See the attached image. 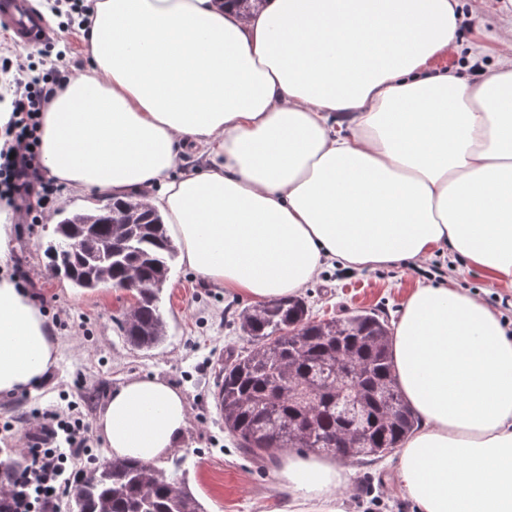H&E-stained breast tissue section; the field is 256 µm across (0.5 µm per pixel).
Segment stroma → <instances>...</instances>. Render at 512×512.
Instances as JSON below:
<instances>
[{"label": "stroma", "mask_w": 512, "mask_h": 512, "mask_svg": "<svg viewBox=\"0 0 512 512\" xmlns=\"http://www.w3.org/2000/svg\"><path fill=\"white\" fill-rule=\"evenodd\" d=\"M456 11L458 51L448 58L449 69L472 77L474 71L467 68L466 60L481 46L486 49L485 65L502 62L506 51L496 45L494 36L504 22L512 21V0H457ZM93 202L92 196L68 192L64 201L54 202L43 223L21 225L17 233L14 269L26 271L34 296L47 300L51 312L60 317L52 326L58 361L32 391L0 397V441L7 437L4 424L21 428L33 412L45 409L69 414L74 402L89 393L93 399L84 414L92 426L94 454L106 456L96 423L112 393L128 380L155 377L185 397L188 423L174 454L183 458L189 487L205 512H324L321 500L288 491L279 474L280 458L256 464L224 428L214 391L228 352L247 345L238 318L250 308V301L208 286L182 263H174L161 295L167 340L158 349L140 351L127 344L120 329L133 305L121 289L81 291L51 272L44 249L61 213ZM439 266L449 269L454 287L494 304L502 297L512 298V288L489 282L460 257L440 261ZM431 267L427 260L354 269L347 275L328 268L302 296L317 320L344 308L372 309L393 324L405 292L427 279ZM396 464L393 453L372 464H344L346 481L339 494L345 512H415L392 482Z\"/></svg>", "instance_id": "stroma-1"}]
</instances>
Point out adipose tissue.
<instances>
[{
    "label": "adipose tissue",
    "mask_w": 512,
    "mask_h": 512,
    "mask_svg": "<svg viewBox=\"0 0 512 512\" xmlns=\"http://www.w3.org/2000/svg\"><path fill=\"white\" fill-rule=\"evenodd\" d=\"M456 0H93L84 72L42 114L40 160L71 190L164 218L183 263L253 302L293 296L323 265L442 252L512 285V66L470 80ZM200 163L177 169L184 150ZM0 211V395L56 362L48 323L11 275ZM421 426L394 474L419 512H512V336L480 297L421 282L392 338ZM187 425L183 394L135 378L97 422L115 457L158 461ZM290 492L324 497L337 462L284 458Z\"/></svg>",
    "instance_id": "adipose-tissue-1"
}]
</instances>
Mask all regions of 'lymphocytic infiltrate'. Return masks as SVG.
<instances>
[{
  "label": "lymphocytic infiltrate",
  "mask_w": 512,
  "mask_h": 512,
  "mask_svg": "<svg viewBox=\"0 0 512 512\" xmlns=\"http://www.w3.org/2000/svg\"><path fill=\"white\" fill-rule=\"evenodd\" d=\"M0 67L14 73L9 95L0 94L10 114L0 128V199L14 202L26 223L38 224L58 192L38 160L40 116L70 74L56 58L34 66L19 55ZM88 431L83 413L66 419L51 410L37 413L20 434L22 451L0 448V512H56L82 475L76 460L93 455Z\"/></svg>",
  "instance_id": "obj_1"
}]
</instances>
